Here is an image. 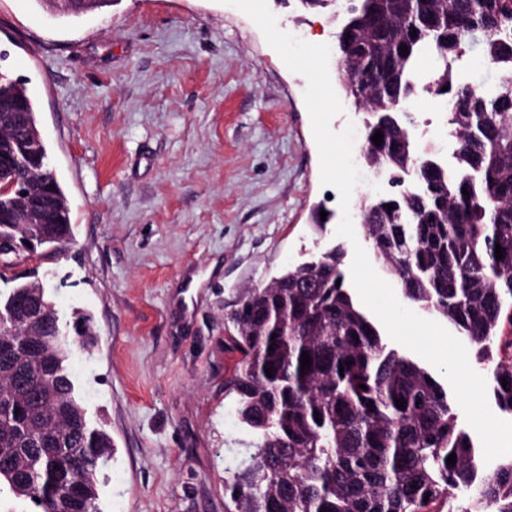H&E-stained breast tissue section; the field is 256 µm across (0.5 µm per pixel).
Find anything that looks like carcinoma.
<instances>
[{
	"label": "carcinoma",
	"mask_w": 512,
	"mask_h": 512,
	"mask_svg": "<svg viewBox=\"0 0 512 512\" xmlns=\"http://www.w3.org/2000/svg\"><path fill=\"white\" fill-rule=\"evenodd\" d=\"M363 3L336 33L345 97L372 108L362 163L415 161L423 187L363 202L365 241L410 304L444 319L474 348L498 408L512 415V339L501 327L504 309L512 310V0ZM472 51L496 71L493 83L454 70ZM425 60L433 95L448 100L451 166L419 154L401 110ZM18 104L36 120L25 85L0 73V113ZM378 131L379 146L371 140ZM53 198L61 204L55 223L27 216L0 224V239L69 244L73 227L58 182ZM345 256L344 245L327 247L248 291L228 315L242 358L225 389L254 439L234 451L248 463L224 469L225 512H443L442 504L448 512H512V457L475 481L474 446L457 427L447 391L388 347L346 285ZM10 282L0 289V317L49 308L38 330L55 346L35 348L22 364L12 356L20 336L0 330V493L35 512H100L97 481L112 459V438L90 423L69 366L73 350L93 343L89 318L65 336L46 288ZM304 351L311 365L302 374ZM401 398L404 409L395 403Z\"/></svg>",
	"instance_id": "obj_1"
}]
</instances>
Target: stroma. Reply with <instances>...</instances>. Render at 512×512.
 <instances>
[{
	"label": "stroma",
	"instance_id": "35a3bbf8",
	"mask_svg": "<svg viewBox=\"0 0 512 512\" xmlns=\"http://www.w3.org/2000/svg\"><path fill=\"white\" fill-rule=\"evenodd\" d=\"M268 5L308 42L336 36L330 9ZM0 51L36 103L74 229L12 272L41 279L64 318L91 317L95 343L72 363L115 446L104 512H224L230 451L252 439L224 390L239 358L224 314L338 240L307 80L222 0L77 15L0 0Z\"/></svg>",
	"mask_w": 512,
	"mask_h": 512
}]
</instances>
